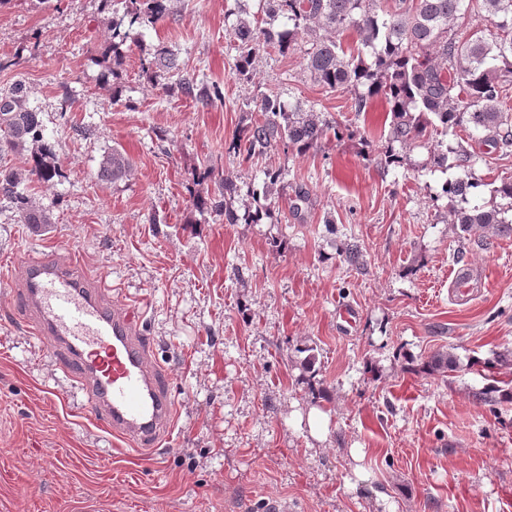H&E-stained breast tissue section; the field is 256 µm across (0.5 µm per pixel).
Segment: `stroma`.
<instances>
[{
    "instance_id": "obj_1",
    "label": "stroma",
    "mask_w": 512,
    "mask_h": 512,
    "mask_svg": "<svg viewBox=\"0 0 512 512\" xmlns=\"http://www.w3.org/2000/svg\"><path fill=\"white\" fill-rule=\"evenodd\" d=\"M235 0H179L124 48L119 75L100 52L104 0H8L0 6V90L30 89L64 178L30 183L53 222L20 223L0 200V280L19 259L80 262L107 298L139 316L177 407L167 441L138 450L101 427L77 383L0 287V512H512V237L462 234L448 222L449 174L407 149L385 166L384 96L354 114V88L325 91L300 51L271 53L251 82L235 75L225 15ZM173 48L181 71L219 83L223 102L166 92L140 71L145 48ZM122 89L113 99V85ZM270 91L356 135H327L306 155L227 156L246 102ZM124 150L133 170L97 177ZM281 172L262 224L200 219L189 189L213 168L253 206L264 167ZM471 173L473 205L494 195L512 156ZM361 250L359 267L342 252ZM482 284L458 300L451 270ZM356 310L343 328L340 308ZM452 354L458 369L433 371ZM313 365H306V358ZM500 381L501 399L480 392ZM132 166V161L125 152L113 148L102 157L97 176L114 182L130 174Z\"/></svg>"
}]
</instances>
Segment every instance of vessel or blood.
Here are the masks:
<instances>
[{
    "mask_svg": "<svg viewBox=\"0 0 512 512\" xmlns=\"http://www.w3.org/2000/svg\"><path fill=\"white\" fill-rule=\"evenodd\" d=\"M15 311L47 339L113 434L157 447L174 422V402L153 347L126 309L108 300L75 264L21 258Z\"/></svg>",
    "mask_w": 512,
    "mask_h": 512,
    "instance_id": "b4317fda",
    "label": "vessel or blood"
}]
</instances>
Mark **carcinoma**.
<instances>
[{
    "label": "carcinoma",
    "mask_w": 512,
    "mask_h": 512,
    "mask_svg": "<svg viewBox=\"0 0 512 512\" xmlns=\"http://www.w3.org/2000/svg\"><path fill=\"white\" fill-rule=\"evenodd\" d=\"M172 0H112L122 13L112 20L111 41L106 51L117 53L133 29L152 28L169 13ZM383 0H263L264 17L241 14L230 29L236 43V75L246 80L256 74V62L275 49L283 54L298 41L311 44L306 69L325 89L362 87L354 98V112L365 111L367 100L384 96L390 104V142L410 146L418 139L439 137V150L430 152L433 164L443 167L448 155L455 166L468 168L479 158L462 143L444 146L457 130L471 128L483 133L482 142L502 153L512 147V114L502 107V93L512 81V0H392L387 9H377ZM497 29L487 38L476 29L464 34L450 23L469 10ZM354 33L369 49L367 63L343 37ZM153 80H165L178 69L174 53L159 45L141 63ZM177 89L206 105L224 102V92L215 82L178 80ZM253 111L263 119H249L224 143L225 153L245 160L261 156L282 143L303 155L333 131L344 134L341 124L302 106L291 107L274 93L252 100ZM0 154L32 145L26 169L0 167V200L6 199L23 224L51 223L49 210L32 201L28 184L34 180L52 183L61 177L52 146L45 142L39 112L29 104V91L19 81L0 92ZM446 150H441V147ZM132 161L117 148L107 152L97 176L117 181L130 174ZM477 183L465 179L448 181V223L464 232L492 227L512 235V219L495 210L469 206V189ZM192 206L201 214L210 211L230 224H261L269 208L258 207L238 215L209 192L190 191Z\"/></svg>",
    "instance_id": "1"
}]
</instances>
